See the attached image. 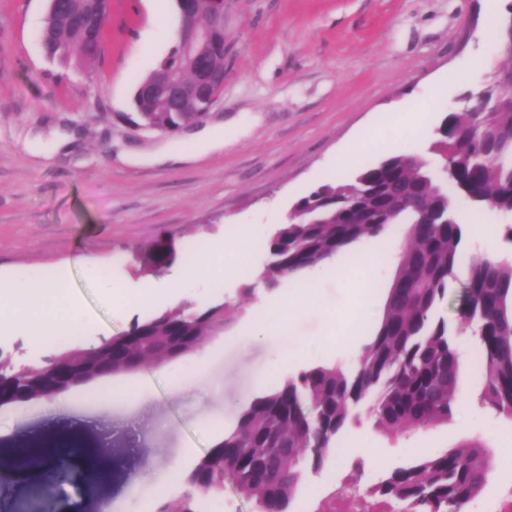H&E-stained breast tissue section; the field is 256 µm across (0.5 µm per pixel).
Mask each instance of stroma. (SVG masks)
I'll use <instances>...</instances> for the list:
<instances>
[{"label": "stroma", "instance_id": "stroma-1", "mask_svg": "<svg viewBox=\"0 0 512 512\" xmlns=\"http://www.w3.org/2000/svg\"><path fill=\"white\" fill-rule=\"evenodd\" d=\"M512 0H224V90L204 125L222 124L224 150L195 162L151 164L159 146H187L186 135L133 129L138 79L176 43V0H165L163 26L151 17L154 0H112L104 53L86 70L49 62L38 39L47 0H0V278L43 280L63 271L68 294L85 318L81 346L90 347L169 309L165 291L183 262L146 269L136 251L159 237L179 250L232 246L241 226L253 246L229 262L224 277L198 280L188 303L238 306L224 332L190 354L126 374L139 399L112 408L91 384L48 399L0 406V512H30L44 496L38 470L17 471L20 447H47L66 459V476L49 498L50 512H144L159 499L178 504L182 479L147 480L186 452L211 448L209 421L237 425L258 395L318 364L353 365L377 328L386 291L405 242L404 225L384 237L360 240L321 270L310 300L286 332L253 341L245 323L287 302L301 279L284 278L270 291L255 279L267 260L261 245L287 223L294 203L319 185L346 176L344 148L375 135L386 150L365 146L359 159L378 162L410 151L437 166L436 128L468 89L490 83L506 63L490 12ZM464 250H493L512 259L505 241L512 213H467ZM374 256L372 280L353 260ZM127 291L157 285L152 307L113 311L99 298L100 279ZM252 294H244L245 285ZM205 377L197 379L196 361ZM272 369L258 383L262 369ZM482 380L471 356L461 360L457 405L447 421L411 430L370 427L340 433V452L324 470L304 477L290 512H331L333 496L364 469L361 488L383 473L468 440L498 455L512 418L479 400ZM376 449L378 461L366 460ZM96 470L97 480L87 478Z\"/></svg>", "mask_w": 512, "mask_h": 512}]
</instances>
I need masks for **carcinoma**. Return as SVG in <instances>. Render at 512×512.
Returning <instances> with one entry per match:
<instances>
[{
	"label": "carcinoma",
	"mask_w": 512,
	"mask_h": 512,
	"mask_svg": "<svg viewBox=\"0 0 512 512\" xmlns=\"http://www.w3.org/2000/svg\"><path fill=\"white\" fill-rule=\"evenodd\" d=\"M106 0H48L40 41L46 57L84 67L104 51ZM184 80L194 68L180 44L136 84L135 124L172 133L203 117L205 100L189 98L178 112L162 96L140 89L161 74ZM489 85L484 112H452L440 127L441 171H429L415 153L356 164L348 179L321 185L300 198L291 220L264 242L270 256L256 279L274 289L289 276L320 268L351 244L407 223L406 242L392 279L383 319L357 362L317 365L253 399L224 441L200 457L185 478L179 508L161 500L154 512H199V500L229 481L257 500L260 512H288L309 469L319 471L336 448L349 414L368 405L377 427L417 429L448 419L456 405L464 338L472 343L482 377L480 402L512 417V262L489 253L464 257L463 210L487 206L512 211V90L496 100ZM158 270L179 258L175 245L139 247ZM466 265L455 325L435 317L438 304ZM236 308L204 310L188 304L144 321L134 320L102 348L99 366L113 373L190 352L205 336L223 331ZM491 467L485 447L469 441L389 471L370 495L397 512H464L484 487Z\"/></svg>",
	"instance_id": "1"
}]
</instances>
